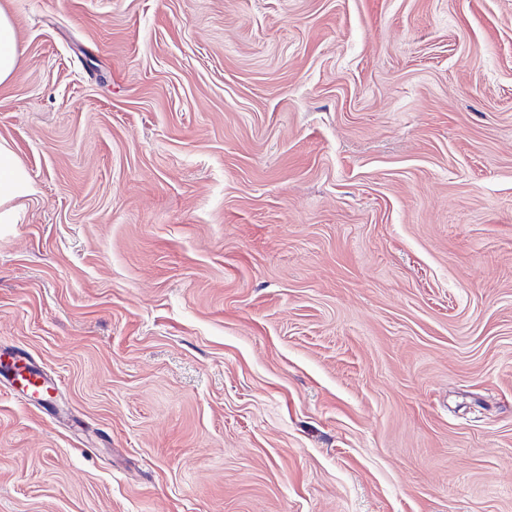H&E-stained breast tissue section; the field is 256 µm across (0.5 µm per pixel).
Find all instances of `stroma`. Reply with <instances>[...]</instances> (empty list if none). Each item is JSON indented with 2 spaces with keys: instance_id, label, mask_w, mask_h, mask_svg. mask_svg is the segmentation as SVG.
<instances>
[{
  "instance_id": "35a3bbf8",
  "label": "stroma",
  "mask_w": 512,
  "mask_h": 512,
  "mask_svg": "<svg viewBox=\"0 0 512 512\" xmlns=\"http://www.w3.org/2000/svg\"><path fill=\"white\" fill-rule=\"evenodd\" d=\"M0 9V512H512V0ZM23 51L10 18L0 10V85L16 73ZM34 188L21 161L0 142V224H16L23 207L18 203L33 195ZM26 366L17 368L12 378V383H18L23 392L29 391L32 394H48L52 389V384L40 371L33 368L28 370L26 374L24 371Z\"/></svg>"
}]
</instances>
